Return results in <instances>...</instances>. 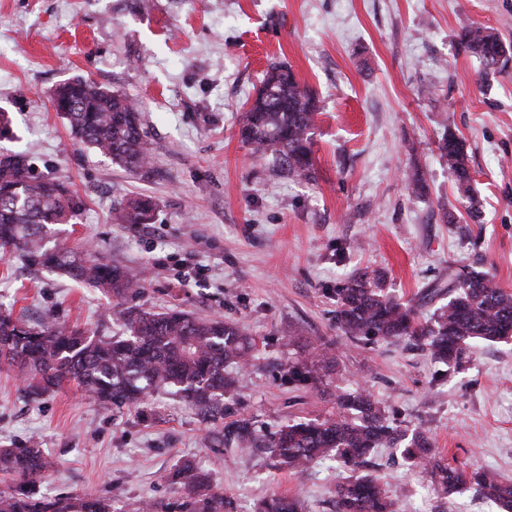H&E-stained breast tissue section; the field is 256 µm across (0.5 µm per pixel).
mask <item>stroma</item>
I'll list each match as a JSON object with an SVG mask.
<instances>
[{"instance_id":"35a3bbf8","label":"stroma","mask_w":512,"mask_h":512,"mask_svg":"<svg viewBox=\"0 0 512 512\" xmlns=\"http://www.w3.org/2000/svg\"><path fill=\"white\" fill-rule=\"evenodd\" d=\"M464 20L512 40V0H0V110L13 129L0 155L66 177L86 201L58 243L136 270L134 305L220 316L255 340L214 421L172 388L131 407L99 404L73 382L33 397L16 368L0 367V448L35 438L55 461L39 494L88 492L138 512L177 499L162 476L193 461L234 512L274 493L332 512L346 469L323 461L292 475L210 437L243 418L273 430L321 416L356 390L390 422L427 430L446 463L512 483V341L473 342L455 368L402 342L354 343L334 320L337 288L365 269L423 317L467 266L512 290V66L486 75L460 53ZM273 63L318 101L314 180L280 173L238 137ZM76 76L138 105L147 167L124 169L72 135L51 94ZM448 128L466 141L468 199L437 150ZM413 173L426 185L418 196L406 187ZM142 195L158 203L153 223L111 222L112 209ZM111 305L69 276L0 260V308L28 323L118 336ZM319 340L331 369L313 355ZM292 362L316 382H289ZM369 471L402 494L403 512H486L473 491L444 498L398 450L377 449Z\"/></svg>"}]
</instances>
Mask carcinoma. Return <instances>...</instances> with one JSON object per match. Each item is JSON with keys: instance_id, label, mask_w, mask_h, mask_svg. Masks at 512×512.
<instances>
[{"instance_id": "1", "label": "carcinoma", "mask_w": 512, "mask_h": 512, "mask_svg": "<svg viewBox=\"0 0 512 512\" xmlns=\"http://www.w3.org/2000/svg\"><path fill=\"white\" fill-rule=\"evenodd\" d=\"M456 43L460 52L479 58L486 72L503 70L512 61V42L471 22L460 25ZM261 86L267 93H257L241 115V139L254 152L273 155L287 174L313 178L315 97L280 64L268 68ZM53 106L73 133L100 154L129 170L146 165L148 142L139 112L126 98L76 77L59 87ZM437 149L459 190L470 193L465 141L449 129ZM83 206L66 180L35 174L21 155L0 158V255L17 252L29 266L60 270L111 295L114 305L107 317L122 323L127 335H91L52 323L32 326L0 310V360L19 365L26 390L34 395L74 382L98 403L134 405L149 391L175 387L190 403L221 410L223 396L237 388L226 367L248 362L252 339L220 317L203 319L178 308L154 312L125 305L138 292L132 271L87 250L52 245L53 235ZM155 209L152 199L139 198L114 208L111 220L147 224ZM337 294L336 327L357 344L403 341L438 362L459 367L472 341L512 339V291L486 272L451 280L448 304L427 319L385 292L382 277L374 271L356 273ZM223 439L240 450H260L293 474L324 459L342 463L350 475L336 485L335 512H401L399 495L365 471L374 449L400 444L411 466L429 471L445 495L470 487L500 512H512V485L481 468L449 466L426 432L415 429L409 434L390 423L381 407L359 392L339 395L334 413L289 422L276 431L263 432L245 420L237 421L224 428ZM53 466L36 444L0 448V474L13 477V486L0 491V512H112V504L100 497L37 494V482ZM165 480L181 491V502L170 511L144 504L140 512H224L227 506L224 490L204 480L193 462L182 463ZM258 512L303 509L296 497L274 493L260 502Z\"/></svg>"}]
</instances>
